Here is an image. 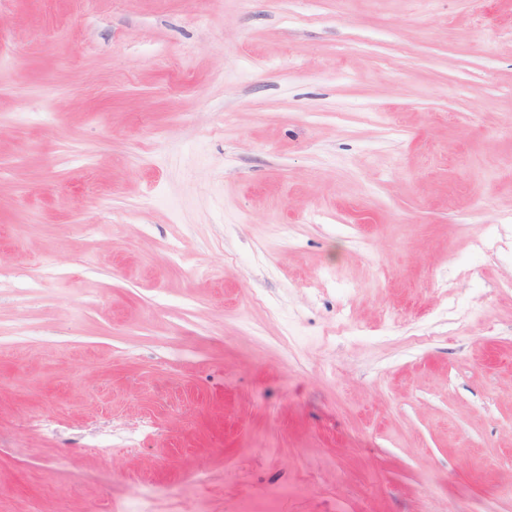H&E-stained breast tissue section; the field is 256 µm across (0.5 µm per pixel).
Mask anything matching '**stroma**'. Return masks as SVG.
Segmentation results:
<instances>
[{
  "instance_id": "stroma-1",
  "label": "stroma",
  "mask_w": 512,
  "mask_h": 512,
  "mask_svg": "<svg viewBox=\"0 0 512 512\" xmlns=\"http://www.w3.org/2000/svg\"><path fill=\"white\" fill-rule=\"evenodd\" d=\"M512 512V0H0V512Z\"/></svg>"
}]
</instances>
